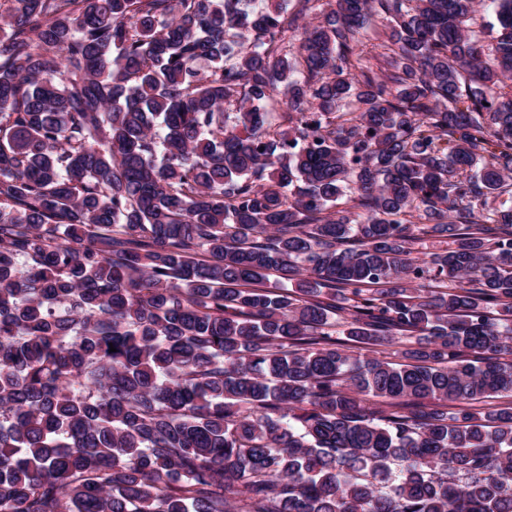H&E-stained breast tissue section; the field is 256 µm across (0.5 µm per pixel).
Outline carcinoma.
I'll use <instances>...</instances> for the list:
<instances>
[{
  "label": "carcinoma",
  "instance_id": "1",
  "mask_svg": "<svg viewBox=\"0 0 512 512\" xmlns=\"http://www.w3.org/2000/svg\"><path fill=\"white\" fill-rule=\"evenodd\" d=\"M491 2L0 0V512H512Z\"/></svg>",
  "mask_w": 512,
  "mask_h": 512
}]
</instances>
